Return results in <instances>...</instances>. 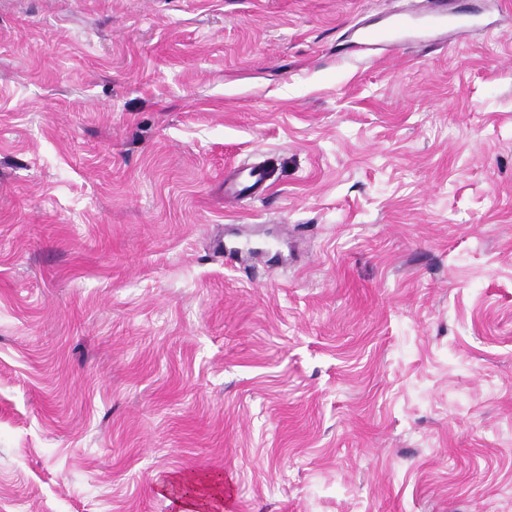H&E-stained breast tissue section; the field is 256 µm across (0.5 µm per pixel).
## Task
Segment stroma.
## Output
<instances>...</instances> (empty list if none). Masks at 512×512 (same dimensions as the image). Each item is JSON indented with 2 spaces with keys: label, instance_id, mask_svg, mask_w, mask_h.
<instances>
[{
  "label": "stroma",
  "instance_id": "1",
  "mask_svg": "<svg viewBox=\"0 0 512 512\" xmlns=\"http://www.w3.org/2000/svg\"><path fill=\"white\" fill-rule=\"evenodd\" d=\"M491 2L364 54L411 0H0V512H178L204 472L210 512H512ZM266 181L267 174L263 165L244 164L232 176L224 178V187L226 185L228 198L238 202L263 195L267 190Z\"/></svg>",
  "mask_w": 512,
  "mask_h": 512
}]
</instances>
